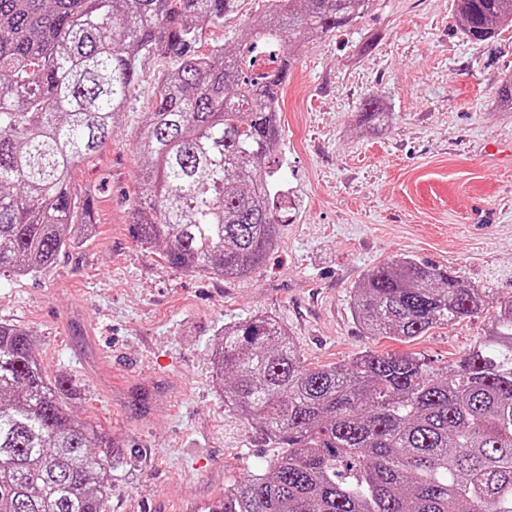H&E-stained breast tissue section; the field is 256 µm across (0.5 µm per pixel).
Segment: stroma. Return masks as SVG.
<instances>
[{"label":"stroma","instance_id":"1","mask_svg":"<svg viewBox=\"0 0 512 512\" xmlns=\"http://www.w3.org/2000/svg\"><path fill=\"white\" fill-rule=\"evenodd\" d=\"M267 8L238 0L205 27L204 45L232 44ZM293 53L272 155L278 242L250 275L171 268L135 233V135L169 66L155 53L111 140L75 174L81 189L108 184L92 233L48 272L0 276V322L36 334L47 378L74 384L71 411L127 451L106 512H198L277 456L224 405L210 358L225 324L275 317L309 367L404 351L442 372L483 335L487 314L406 344L373 338L352 315L359 280L411 257L486 288L490 304L512 297V112L496 105L512 75V26L476 45L453 0H370L362 18ZM371 93L391 114L376 135L356 125Z\"/></svg>","mask_w":512,"mask_h":512}]
</instances>
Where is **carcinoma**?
<instances>
[{"label": "carcinoma", "instance_id": "cac0c4a2", "mask_svg": "<svg viewBox=\"0 0 512 512\" xmlns=\"http://www.w3.org/2000/svg\"><path fill=\"white\" fill-rule=\"evenodd\" d=\"M237 0H0V274L48 270L90 229L73 172L112 138L141 59L172 61L142 115L140 240L179 270L246 275L277 243L269 207L290 46L362 17L370 0H269L234 48L201 50ZM479 44L512 24V0H454ZM496 102L512 111V76ZM389 122L367 96L356 125ZM486 289L413 258L360 280L352 314L368 336L410 343L479 314ZM37 339L0 323V512H105L124 450L70 414L66 377L46 382ZM212 364L224 406L283 453L224 490L221 512H512V299L440 374L413 353L365 351L308 368L286 327L224 324Z\"/></svg>", "mask_w": 512, "mask_h": 512}]
</instances>
